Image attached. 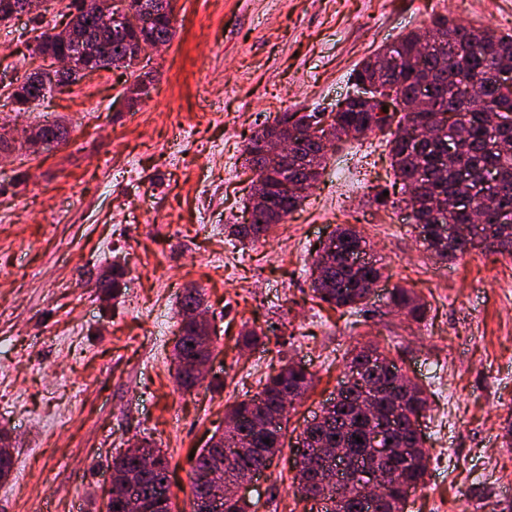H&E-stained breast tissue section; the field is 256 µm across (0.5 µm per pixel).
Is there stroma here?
<instances>
[{
    "label": "stroma",
    "mask_w": 512,
    "mask_h": 512,
    "mask_svg": "<svg viewBox=\"0 0 512 512\" xmlns=\"http://www.w3.org/2000/svg\"><path fill=\"white\" fill-rule=\"evenodd\" d=\"M69 0L0 23V123L65 118L48 152L0 158V431L14 467L0 512H105L112 460L134 440L162 448L174 512H191L193 456L227 407L298 363L313 385L289 414L284 446L245 489L250 512H320L294 483V445L333 400L345 355L371 342L429 395L420 420L428 475L407 512H512V256L475 248L441 263L404 203H378L395 180L383 134L339 144L303 205L267 240L241 242L252 173L242 153L283 111L330 117L351 74L384 45L445 16L512 33V0H177L170 44L131 75L100 71L31 112L16 77ZM354 225L384 268L364 312L313 299L315 246ZM125 286L103 282L113 265ZM196 286L215 351L206 376L177 390L176 303ZM426 303L422 322L388 303L394 288ZM268 328L240 348L242 331Z\"/></svg>",
    "instance_id": "stroma-1"
}]
</instances>
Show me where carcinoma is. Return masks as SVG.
<instances>
[{"instance_id":"1","label":"carcinoma","mask_w":512,"mask_h":512,"mask_svg":"<svg viewBox=\"0 0 512 512\" xmlns=\"http://www.w3.org/2000/svg\"><path fill=\"white\" fill-rule=\"evenodd\" d=\"M136 12L149 9L156 13L147 29L133 30L125 41H112L101 36L98 17L92 4L75 2V12L66 16L65 25L90 38L101 41L102 51L115 70L133 67V47L139 42L159 40L171 42L175 36L172 19L159 13L157 0H129ZM431 51L421 64L414 63L421 40L420 31H410L398 40L401 69L388 75L387 82L398 93L396 131L388 141L391 167L397 180L408 192L403 199L410 208L414 229L422 235L427 249L443 261H452L469 252L476 244L506 251L512 256V238L504 236L512 230V35L489 28H468L437 18L430 30ZM33 54L47 61L63 53L62 43L50 45L40 35L35 39ZM81 74L63 77L41 65L22 76L13 93L18 109L31 111V106L53 92V82L76 83ZM422 90L438 99L434 112H412L413 94ZM498 113L503 121L489 122ZM289 112H281L272 124L256 131L245 147V162L254 176L263 179L269 199L263 204L249 203L245 211L251 222L232 224L228 235L241 241L256 242L267 238L273 228L306 199L323 169L326 154L317 141L298 142L284 161L261 157L258 145L275 135ZM298 121L320 128L324 136L353 128L364 136L375 131L372 113L338 112L329 128L321 127L317 112H305ZM46 147L62 141L68 129L60 119L40 125ZM361 233L351 227L337 229L330 244L316 251L312 263L311 288L314 297L336 309L359 313L371 294L370 284L381 277L377 262L354 266L348 255L366 249ZM390 303L420 322L426 305L405 288L391 292ZM200 291L185 289L179 301L181 318L178 339L174 345L175 382L189 390L197 384L192 366L200 358L212 356V336L196 321L194 311L201 308ZM349 372L383 387L395 382V362L376 347H359L346 361ZM312 382V374L288 363L267 377L261 391L253 398L230 407L232 426L224 429L219 447L205 448L195 461V471H226L227 463L242 471L264 470L271 466L282 447L281 437L286 409ZM365 391L359 383L344 387L336 401L323 407V422H310L300 434L298 446L311 450L326 443L330 448H345L341 470L355 471L376 465L395 475L399 483L392 485L376 509H370L360 488L351 495L336 494L338 470L330 466L315 474L306 470L304 456L295 461L297 487L304 498L328 501L325 512H404L400 484L419 486L425 482L428 458L422 451L420 418L429 408L426 391L414 383L410 388L384 397L379 414L373 419L363 416ZM394 425L391 435L395 447L402 449L396 459H377L372 453L373 428ZM362 438L357 442L356 438ZM270 443H264V440ZM150 449L153 469L142 473L136 481L146 512H173L171 497L156 495L162 482L169 481V462L159 448L144 440ZM137 473L136 461L124 455L112 460V479L125 486Z\"/></svg>"}]
</instances>
